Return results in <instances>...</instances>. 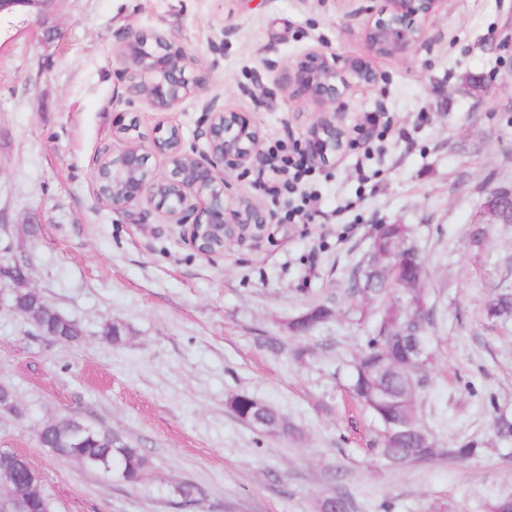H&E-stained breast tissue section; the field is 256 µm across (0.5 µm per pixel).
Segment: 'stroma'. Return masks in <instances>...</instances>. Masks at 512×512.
Returning a JSON list of instances; mask_svg holds the SVG:
<instances>
[{
	"label": "stroma",
	"mask_w": 512,
	"mask_h": 512,
	"mask_svg": "<svg viewBox=\"0 0 512 512\" xmlns=\"http://www.w3.org/2000/svg\"><path fill=\"white\" fill-rule=\"evenodd\" d=\"M360 0H56L47 14L0 23V259L23 260L30 285L83 339L53 343L0 307V385L23 406L0 417V448L37 469L54 512H316L345 494L350 512H487L512 494V318L489 316L512 292V224H483L487 189L512 188V0H448L408 60L369 59L378 80L351 87L342 122L355 140L315 168L321 219L279 221L254 175L224 200L267 223L199 254L160 212H119L96 190L98 158L127 147L120 123L158 121L193 142L208 103L245 113L262 151L307 143L318 109L278 82L321 50L366 55ZM59 36L43 42L44 25ZM160 33L196 59L204 88L161 114L124 93L116 48L128 31ZM382 111L393 130L367 136ZM381 224H403L425 268L433 312L418 401L440 447L477 455L395 468L381 428L349 389V363L382 307L350 284ZM324 303L311 333L289 321ZM123 339L101 340L105 325ZM282 342L274 351L266 338ZM275 407L298 437L240 421L227 399ZM78 416L139 442L152 468L140 488L44 448L40 425ZM197 487L177 506L176 486Z\"/></svg>",
	"instance_id": "stroma-1"
}]
</instances>
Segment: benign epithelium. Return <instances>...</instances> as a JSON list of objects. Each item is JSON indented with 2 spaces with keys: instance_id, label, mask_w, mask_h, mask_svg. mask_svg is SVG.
I'll list each match as a JSON object with an SVG mask.
<instances>
[{
  "instance_id": "obj_1",
  "label": "benign epithelium",
  "mask_w": 512,
  "mask_h": 512,
  "mask_svg": "<svg viewBox=\"0 0 512 512\" xmlns=\"http://www.w3.org/2000/svg\"><path fill=\"white\" fill-rule=\"evenodd\" d=\"M363 41L373 56L406 60L426 43V24L437 14L446 0H385L377 8L374 0H365ZM53 0H0V19H9L24 7H36L45 13ZM117 55L128 79L126 102L145 97L158 111L176 107L202 82L193 75V57L180 44L157 35L147 36L130 31L120 41ZM377 72L359 57L336 59L320 51H309L288 65L282 78L286 90L314 102L320 113L310 128L309 143L314 145L310 160L326 166L340 158L349 142L341 123L347 111L346 95L353 85L369 86L376 82ZM197 139L203 144H186L179 127L158 124L146 144L128 146L112 159L97 161L94 172L112 162L113 178L132 174L121 188L100 198L115 210H127L143 204L164 213L168 223L187 227L189 242L202 255L224 251V240L240 238L250 228L261 229L267 216L247 201L235 208L224 202L226 174L256 166L259 159V128L242 112L212 104L205 109L203 129ZM163 157L170 166L167 178H155L151 159ZM512 202L509 189L489 190L480 214L500 218L505 202ZM376 250L372 262L382 264L390 274L403 266L414 268L410 286L421 287L422 265L417 251L407 241H393L388 226H378L373 234ZM26 266L15 259L0 261V289L10 294L29 292ZM406 320L394 331L406 336H423L428 322L425 308L407 297ZM0 512H30L28 499L16 492L0 500Z\"/></svg>"
}]
</instances>
